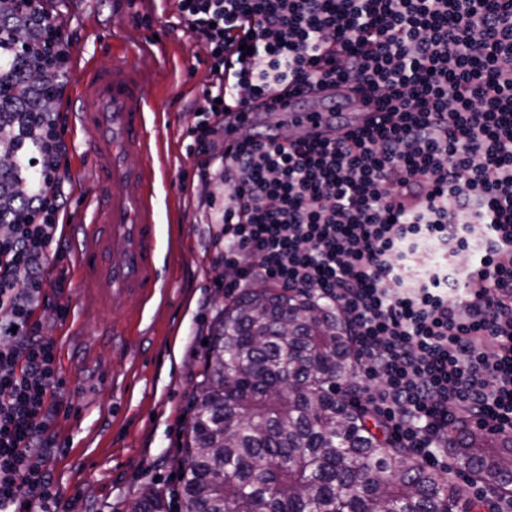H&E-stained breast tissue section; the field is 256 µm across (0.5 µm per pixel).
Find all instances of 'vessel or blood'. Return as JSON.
<instances>
[{
  "instance_id": "b4317fda",
  "label": "vessel or blood",
  "mask_w": 512,
  "mask_h": 512,
  "mask_svg": "<svg viewBox=\"0 0 512 512\" xmlns=\"http://www.w3.org/2000/svg\"><path fill=\"white\" fill-rule=\"evenodd\" d=\"M335 103L300 108L299 96L277 102L287 113L290 135L326 139L334 135L332 107H339L348 128L377 117L361 98L325 88ZM80 127L87 131L84 151L91 162V197L96 206L81 224L76 255L78 285L93 297L99 318L113 336L125 335L128 307L149 300L161 285L158 212L154 192L150 90L127 56L85 71L78 88Z\"/></svg>"
}]
</instances>
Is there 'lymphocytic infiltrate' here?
I'll return each mask as SVG.
<instances>
[{"label":"lymphocytic infiltrate","instance_id":"f902f5d3","mask_svg":"<svg viewBox=\"0 0 512 512\" xmlns=\"http://www.w3.org/2000/svg\"><path fill=\"white\" fill-rule=\"evenodd\" d=\"M0 0V23L68 51L46 0ZM210 49L191 128L193 175L215 184L200 218L224 288L262 282L336 306L352 388L403 447L440 464L459 419L512 437V0H177ZM354 86L378 117L325 141L242 133L229 105ZM33 184L0 177V512H66L46 463L69 413L37 310L69 312L57 229L65 114L37 101ZM436 246L447 264L428 265Z\"/></svg>","mask_w":512,"mask_h":512}]
</instances>
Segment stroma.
Here are the masks:
<instances>
[{"label": "stroma", "instance_id": "stroma-1", "mask_svg": "<svg viewBox=\"0 0 512 512\" xmlns=\"http://www.w3.org/2000/svg\"><path fill=\"white\" fill-rule=\"evenodd\" d=\"M69 42V84L61 111L78 106L83 70L112 62V45L150 49L134 60L153 96L158 126L155 183L160 249L166 255L162 286L149 304L129 306L127 336L112 340L92 298L70 286L66 317L41 312L44 332L56 343L69 414L53 434L64 452L48 467L68 512H131L143 488L176 496L196 384L205 357L203 340L225 298L222 274L210 262L213 225L197 222L207 195L201 185L180 188L192 169L189 130L195 100L211 79L208 51L187 33L175 0H48ZM86 135L68 125L71 178L65 186L66 223H81L91 188Z\"/></svg>", "mask_w": 512, "mask_h": 512}]
</instances>
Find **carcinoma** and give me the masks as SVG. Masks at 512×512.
I'll use <instances>...</instances> for the list:
<instances>
[{"instance_id":"obj_1","label":"carcinoma","mask_w":512,"mask_h":512,"mask_svg":"<svg viewBox=\"0 0 512 512\" xmlns=\"http://www.w3.org/2000/svg\"><path fill=\"white\" fill-rule=\"evenodd\" d=\"M38 45L0 33V113L35 88L54 87L29 69ZM12 140L0 169L33 184L24 165L40 143ZM202 380L185 446L181 512H482L452 481L392 442L369 410L340 391L355 372L344 316L312 297L261 284L243 288L209 326ZM448 447L474 480L512 508V441L466 427ZM154 491L132 512H171Z\"/></svg>"}]
</instances>
